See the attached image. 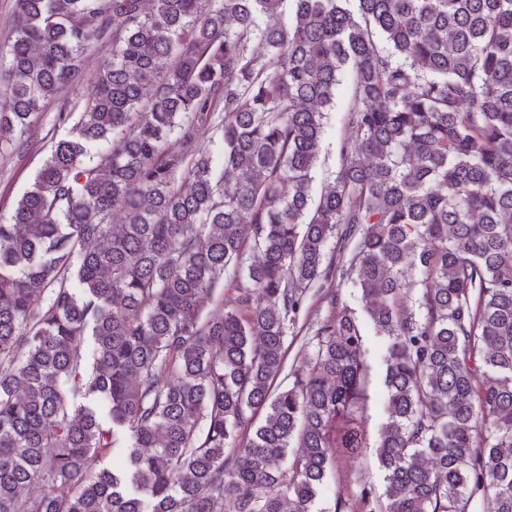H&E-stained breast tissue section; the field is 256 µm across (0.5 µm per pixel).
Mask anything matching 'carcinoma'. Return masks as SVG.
<instances>
[{
	"label": "carcinoma",
	"mask_w": 512,
	"mask_h": 512,
	"mask_svg": "<svg viewBox=\"0 0 512 512\" xmlns=\"http://www.w3.org/2000/svg\"><path fill=\"white\" fill-rule=\"evenodd\" d=\"M80 86L0 222V512H512V0H15L0 153ZM348 105L347 82L342 81L339 86L334 108L328 112L325 122V135L319 162L315 169L314 193L317 194L324 182L331 180L336 172L337 156L336 141L346 133L345 119L348 112H344ZM371 350L373 353V369L371 372V384L368 389L367 401L368 414L370 415V429L374 435L386 423V414L382 405V364L380 356L385 346V338L373 336L371 338ZM361 473L369 476L379 491L383 490L382 473L378 468L373 448H368L366 453L358 458L340 455L336 460L335 472L317 502V508L330 507L335 493H346L355 488L356 480Z\"/></svg>",
	"instance_id": "cac0c4a2"
}]
</instances>
